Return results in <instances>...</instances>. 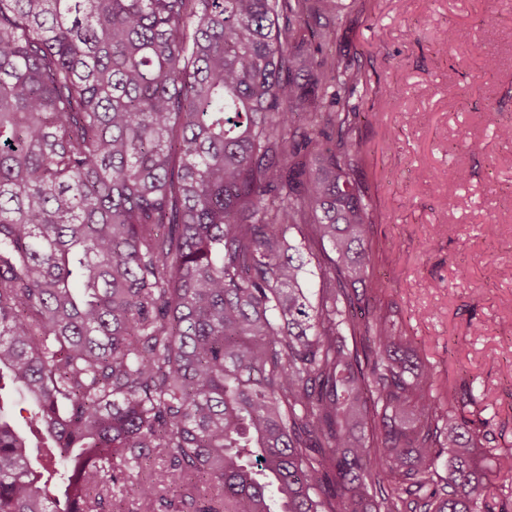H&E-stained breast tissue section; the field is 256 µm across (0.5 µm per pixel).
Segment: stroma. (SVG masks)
<instances>
[{
    "label": "stroma",
    "instance_id": "35a3bbf8",
    "mask_svg": "<svg viewBox=\"0 0 512 512\" xmlns=\"http://www.w3.org/2000/svg\"><path fill=\"white\" fill-rule=\"evenodd\" d=\"M451 27L464 39L440 45ZM324 55L358 62L367 79L350 103L361 114L354 176L373 208L376 295L434 388L472 382L490 441L510 450L512 142L496 129L512 125V6L359 0Z\"/></svg>",
    "mask_w": 512,
    "mask_h": 512
}]
</instances>
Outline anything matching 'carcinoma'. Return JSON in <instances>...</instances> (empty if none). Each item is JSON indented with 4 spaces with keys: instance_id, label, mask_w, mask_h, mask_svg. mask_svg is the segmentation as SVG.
<instances>
[{
    "instance_id": "obj_1",
    "label": "carcinoma",
    "mask_w": 512,
    "mask_h": 512,
    "mask_svg": "<svg viewBox=\"0 0 512 512\" xmlns=\"http://www.w3.org/2000/svg\"><path fill=\"white\" fill-rule=\"evenodd\" d=\"M342 24L0 0V512H111L136 475L143 512H495L512 452L473 387L431 394L369 280L365 75L319 57Z\"/></svg>"
}]
</instances>
